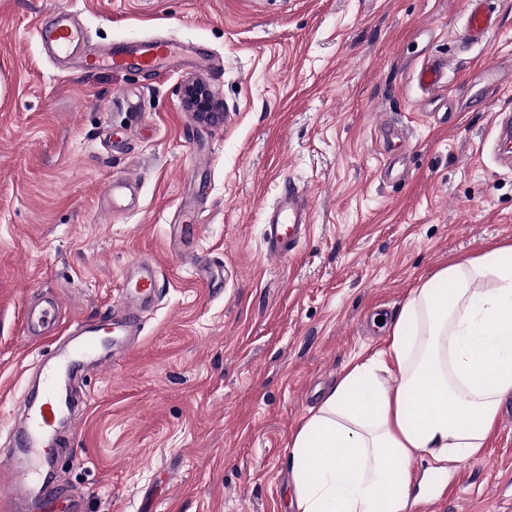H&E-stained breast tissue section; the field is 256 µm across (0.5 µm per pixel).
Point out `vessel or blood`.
Instances as JSON below:
<instances>
[{
	"instance_id": "1",
	"label": "vessel or blood",
	"mask_w": 512,
	"mask_h": 512,
	"mask_svg": "<svg viewBox=\"0 0 512 512\" xmlns=\"http://www.w3.org/2000/svg\"><path fill=\"white\" fill-rule=\"evenodd\" d=\"M493 0H465L464 23L458 37L460 45L471 47L488 42L497 29ZM37 37L52 57H76L80 73L104 69L148 73L157 77L174 69H207L210 55L201 47L182 41L144 37L120 41L104 50L86 45V35L73 11L61 9L38 18ZM447 58L431 56L416 72L420 89L433 94L448 84ZM478 82L494 91L512 85V67L500 65L481 68ZM494 159L499 167L512 170V115L501 113L495 124ZM138 187L134 178L120 176L109 181L102 200L106 212L134 205ZM312 204L307 192L295 184H286L264 214L263 248L267 256H290L306 238L311 222ZM159 271L152 262L140 261L127 271L120 298L108 315L109 328L92 326L89 319L75 318L73 337L68 345L54 347L48 356L37 359L39 388L36 396L24 400L22 425L12 430L11 445L0 448V485L8 492L0 497V512H18L21 494L43 492L41 468L53 454L59 441L61 420L76 412L77 402L71 382L77 375L102 371L117 354L129 349L142 331V315L153 305ZM58 303L54 297L40 298L27 306L23 315L26 335L45 334L56 322Z\"/></svg>"
}]
</instances>
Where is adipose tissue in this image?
<instances>
[{
	"instance_id": "1",
	"label": "adipose tissue",
	"mask_w": 512,
	"mask_h": 512,
	"mask_svg": "<svg viewBox=\"0 0 512 512\" xmlns=\"http://www.w3.org/2000/svg\"><path fill=\"white\" fill-rule=\"evenodd\" d=\"M512 394V242L412 288L290 442L295 512H409L411 464L474 458Z\"/></svg>"
}]
</instances>
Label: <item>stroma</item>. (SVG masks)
<instances>
[{
	"instance_id": "35a3bbf8",
	"label": "stroma",
	"mask_w": 512,
	"mask_h": 512,
	"mask_svg": "<svg viewBox=\"0 0 512 512\" xmlns=\"http://www.w3.org/2000/svg\"><path fill=\"white\" fill-rule=\"evenodd\" d=\"M68 7L101 47L168 36L217 66L152 78L65 72L36 15ZM464 0H0V448L28 366L51 348L22 330L31 298L96 318L143 259L160 295L137 343L87 379L54 495L83 512H293L289 443L345 365L380 346L410 290L449 258L512 241V171L491 153L512 88L473 72L512 60V0L487 45L461 53ZM450 58L433 96L414 69ZM211 91L214 121L184 100ZM460 117L447 129L445 101ZM403 130L405 180H383L377 127ZM139 182L108 214L110 179ZM303 185L312 228L295 256L262 244L283 180ZM194 227L193 278L172 224ZM484 453L456 459L450 512H512V396ZM173 228L175 229V232H174L175 238H177L179 240L180 244H182L185 247V244H184L183 238H182L183 224H174ZM185 252H186V255L191 260L192 270H193L194 276L197 280L202 281V282H210V281H213V280H216L219 278V271H220V269H222V266L200 265L199 263L196 262L195 255L192 251H190L188 248L185 247Z\"/></svg>"
}]
</instances>
